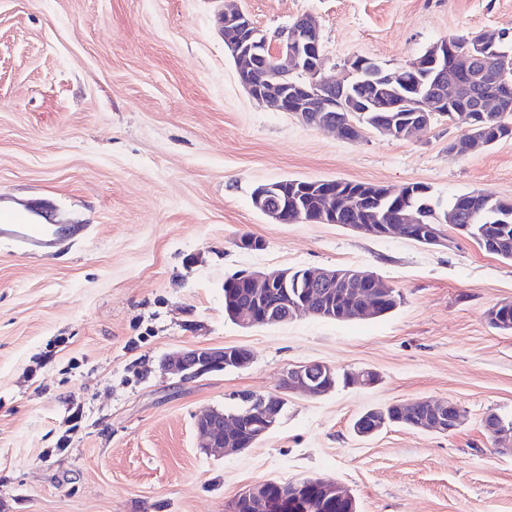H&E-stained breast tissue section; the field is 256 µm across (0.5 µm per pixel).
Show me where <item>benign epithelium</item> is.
<instances>
[{"mask_svg":"<svg viewBox=\"0 0 512 512\" xmlns=\"http://www.w3.org/2000/svg\"><path fill=\"white\" fill-rule=\"evenodd\" d=\"M217 26L234 58L238 81L252 100L277 112H292L317 127L332 128L350 142L360 141L365 129L346 115H336L338 109L346 113H389L379 130L397 139L427 129L435 118L433 107L448 108L463 98L469 102L473 114L466 118L469 125L457 151L461 156L467 155L485 147L480 132L470 122L483 120L486 113L500 112L512 103V80L500 71L495 49L502 36L500 31H484L473 44L451 55L448 54L450 41L446 38L430 47L434 70L418 86L417 95L424 104L412 105L413 115L406 123L397 115L399 105H391L389 101L398 84L405 82L419 64L385 70L369 59L355 66L349 58L343 65L345 76L330 82L322 75L326 59L319 24L311 15L297 18L273 40L268 34L260 33L235 0H225L224 10L217 14ZM297 72L302 73L303 80L288 82V75ZM355 75L372 89L371 100L365 104L345 96V84ZM298 186V181L261 185L253 195L254 207L277 224H294L298 217L309 223L334 224L337 212L350 206V201L336 190V181H309L305 183L307 190L319 198V207L310 213L299 203ZM414 223V210L404 208L391 224L375 217L350 228L374 236H402L406 227ZM238 279L245 282L250 292L232 303L231 310L236 322L246 328L268 324L278 311L291 320L306 314L323 316L327 309L334 308L333 297L338 291L350 302L348 313L364 317L372 314L376 300L394 297V289L370 271L346 275L334 269L308 270L306 281L310 294L299 298L288 295L286 271L274 275L251 271L239 275ZM251 360V352L245 347H192L167 357L162 368L168 374L186 379L223 371L231 365L243 368ZM335 379L336 370L323 362L294 365L284 371L279 392L261 397L258 415L226 414L221 410L200 414L195 422L196 447L204 453L217 449L225 454L238 453L274 429L286 402L285 395L321 397L333 389ZM396 407L402 416L416 422V428L421 431L445 434L457 429L463 420L461 407L452 400L398 403ZM389 424L385 416L369 411L356 418L353 430L357 436L368 438ZM487 430L499 449L512 448L511 422L498 416ZM272 485L268 480L256 481L239 494L236 502L244 504L247 512H306L305 489L311 488L328 512H356L355 499L331 479L297 478L291 483L296 492L289 498L269 492Z\"/></svg>","mask_w":512,"mask_h":512,"instance_id":"7a95c632","label":"benign epithelium"}]
</instances>
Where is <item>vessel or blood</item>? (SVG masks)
<instances>
[{"label": "vessel or blood", "mask_w": 512, "mask_h": 512, "mask_svg": "<svg viewBox=\"0 0 512 512\" xmlns=\"http://www.w3.org/2000/svg\"><path fill=\"white\" fill-rule=\"evenodd\" d=\"M66 229L60 224H36L27 208L0 206V240H10L25 251L48 255L63 242Z\"/></svg>", "instance_id": "b4317fda"}]
</instances>
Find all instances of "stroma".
<instances>
[{
  "label": "stroma",
  "instance_id": "35a3bbf8",
  "mask_svg": "<svg viewBox=\"0 0 512 512\" xmlns=\"http://www.w3.org/2000/svg\"><path fill=\"white\" fill-rule=\"evenodd\" d=\"M268 35L309 14L324 75L361 56L387 69L450 36L512 35V0H239ZM224 0H0V197L45 206L88 233L40 257L0 241V512H229L261 479L336 480L359 512H512V452L487 415H512V262L444 226L445 244L338 224H275L262 184L338 179L479 191L512 200V138L458 156L435 119L414 138L356 143L254 102L215 16ZM262 240L259 251L239 247ZM358 268L402 296L389 315L303 316L244 328L224 316L241 271ZM243 346L244 368L182 380L161 362ZM368 370L372 386L288 395L276 427L231 455L195 445L197 414L276 392L285 369ZM453 400L452 433L390 425L357 436L373 407Z\"/></svg>",
  "mask_w": 512,
  "mask_h": 512
}]
</instances>
